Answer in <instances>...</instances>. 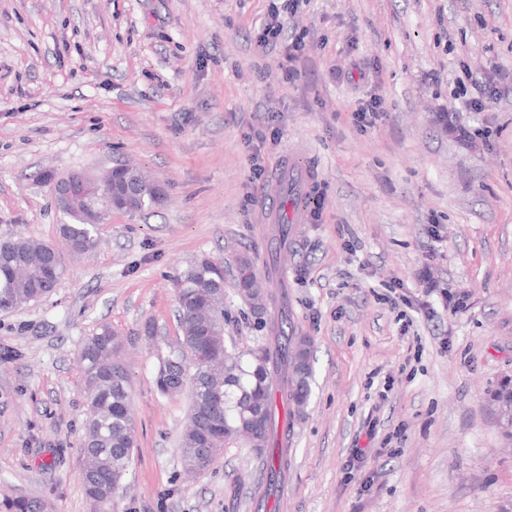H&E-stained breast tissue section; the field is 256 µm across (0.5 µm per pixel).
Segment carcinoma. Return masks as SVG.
Instances as JSON below:
<instances>
[{
	"instance_id": "cac0c4a2",
	"label": "carcinoma",
	"mask_w": 512,
	"mask_h": 512,
	"mask_svg": "<svg viewBox=\"0 0 512 512\" xmlns=\"http://www.w3.org/2000/svg\"><path fill=\"white\" fill-rule=\"evenodd\" d=\"M134 184L140 200L132 211L156 207L164 194L136 167L126 165L123 178H105L100 192L117 198ZM70 223L62 238L74 254L97 244L98 225L85 224L81 210L66 211ZM54 246L24 236L0 242V311L17 310L51 295L57 281L47 276ZM179 336L157 342L159 365L155 377L164 395L189 393L190 411L180 440L186 470L207 469L224 444L244 439L263 459V479L272 484L285 466L277 437V401H282L288 425L304 415L314 382L313 345L295 328L288 311L277 318L275 336L268 342L238 352L224 343V261L202 256L175 280ZM273 295L257 288L252 277L246 301L267 312ZM122 341L110 326L102 325L86 337L78 352L87 394L89 415L84 424L82 453L83 491L93 512H112V500L133 459L136 442L131 377L121 359ZM501 424L512 430V381L493 394ZM5 512H43L34 499L15 498Z\"/></svg>"
}]
</instances>
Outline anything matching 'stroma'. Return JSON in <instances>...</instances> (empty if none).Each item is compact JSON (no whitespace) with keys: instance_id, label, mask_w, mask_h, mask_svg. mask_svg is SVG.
Returning a JSON list of instances; mask_svg holds the SVG:
<instances>
[{"instance_id":"35a3bbf8","label":"stroma","mask_w":512,"mask_h":512,"mask_svg":"<svg viewBox=\"0 0 512 512\" xmlns=\"http://www.w3.org/2000/svg\"><path fill=\"white\" fill-rule=\"evenodd\" d=\"M270 5L0 0V240L62 246L46 171L132 163L165 190L113 213L51 295L0 313V502L92 512L77 354L106 324L137 432L112 512H512L490 399L512 376V0H291L266 47ZM462 62L496 91L485 111L455 97ZM374 98L385 113L362 126ZM289 155L313 193L281 273L315 384L261 507L245 443L184 472L188 400L158 392L143 326L178 336L173 280L200 256L267 278L276 223L259 212ZM224 308L227 341H263L230 278Z\"/></svg>"}]
</instances>
